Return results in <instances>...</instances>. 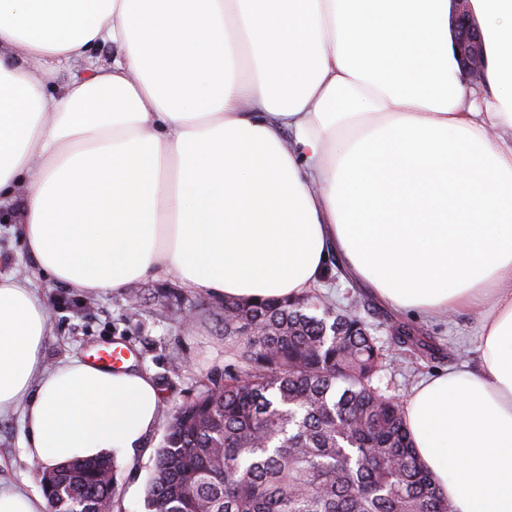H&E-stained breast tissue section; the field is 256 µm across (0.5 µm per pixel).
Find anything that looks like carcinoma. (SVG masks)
I'll return each instance as SVG.
<instances>
[{
  "mask_svg": "<svg viewBox=\"0 0 512 512\" xmlns=\"http://www.w3.org/2000/svg\"><path fill=\"white\" fill-rule=\"evenodd\" d=\"M294 298L224 302L244 366L168 426L145 512H451L414 451L404 407L374 384L386 355L359 316ZM395 342L426 347L398 326ZM107 459L54 470L90 508L114 503Z\"/></svg>",
  "mask_w": 512,
  "mask_h": 512,
  "instance_id": "1",
  "label": "carcinoma"
}]
</instances>
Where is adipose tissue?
Segmentation results:
<instances>
[{"label":"adipose tissue","instance_id":"obj_1","mask_svg":"<svg viewBox=\"0 0 512 512\" xmlns=\"http://www.w3.org/2000/svg\"><path fill=\"white\" fill-rule=\"evenodd\" d=\"M470 3L478 85L451 0H0V206L71 289L166 274L294 297L336 252L394 307L480 311L476 364L405 410L453 512H512V0ZM49 318L0 275V413L21 410L42 466L132 464L163 409L152 374L48 366ZM452 3L453 45L462 74L471 84L481 83L488 66L482 31L471 13L468 0H452Z\"/></svg>","mask_w":512,"mask_h":512}]
</instances>
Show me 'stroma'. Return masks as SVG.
Wrapping results in <instances>:
<instances>
[{
	"label": "stroma",
	"mask_w": 512,
	"mask_h": 512,
	"mask_svg": "<svg viewBox=\"0 0 512 512\" xmlns=\"http://www.w3.org/2000/svg\"><path fill=\"white\" fill-rule=\"evenodd\" d=\"M0 273L31 283L47 295L51 330L45 359L56 365L75 354L96 353L103 345L130 348L129 362L151 372L162 391L161 419L139 452L133 467H115V499L119 512H144L146 486L155 456L163 444L171 417L182 404L205 388L223 385L241 372L224 344L220 320L222 302L170 278L137 282L139 302L123 292H77L44 277L28 256L19 225L0 223ZM316 294L324 301L351 308L372 326V334L388 356L381 386L406 402L421 381L460 365L475 362L480 345L479 316L459 313L447 321H425L390 307L363 285L328 271ZM195 312L191 325H182V310ZM404 323L428 336L431 353L411 352L394 344L390 324ZM24 434L19 412L0 415V483L33 491L40 489L39 463L23 454Z\"/></svg>",
	"instance_id": "stroma-1"
}]
</instances>
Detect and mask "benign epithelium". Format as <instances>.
Wrapping results in <instances>:
<instances>
[{
    "label": "benign epithelium",
    "instance_id": "benign-epithelium-1",
    "mask_svg": "<svg viewBox=\"0 0 512 512\" xmlns=\"http://www.w3.org/2000/svg\"><path fill=\"white\" fill-rule=\"evenodd\" d=\"M452 3L454 51L466 81L478 84L484 80L488 66L482 31L471 13L469 0H452Z\"/></svg>",
    "mask_w": 512,
    "mask_h": 512
}]
</instances>
